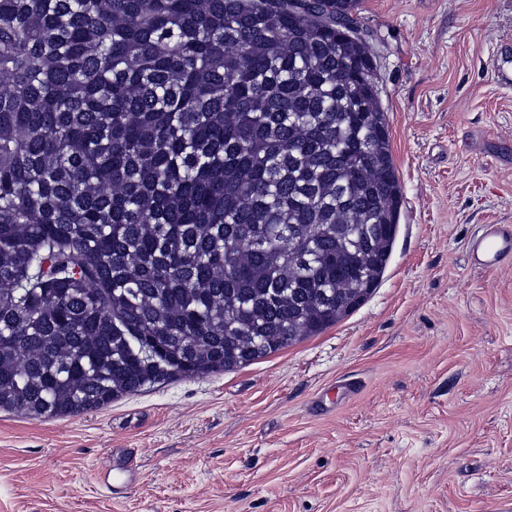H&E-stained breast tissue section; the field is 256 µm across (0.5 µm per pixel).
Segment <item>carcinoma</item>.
I'll return each instance as SVG.
<instances>
[{"label":"carcinoma","instance_id":"carcinoma-1","mask_svg":"<svg viewBox=\"0 0 512 512\" xmlns=\"http://www.w3.org/2000/svg\"><path fill=\"white\" fill-rule=\"evenodd\" d=\"M358 0H0V409L97 410L316 336L400 185Z\"/></svg>","mask_w":512,"mask_h":512}]
</instances>
